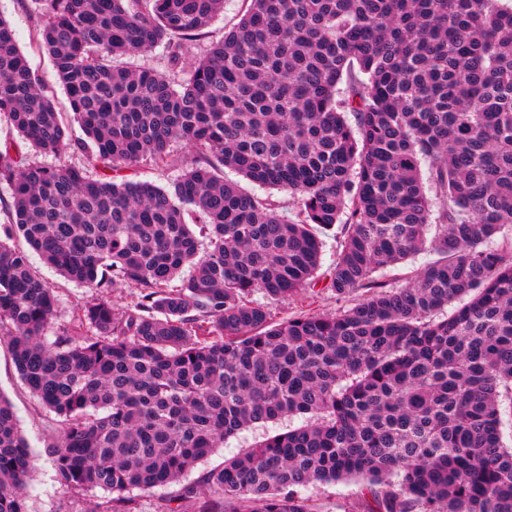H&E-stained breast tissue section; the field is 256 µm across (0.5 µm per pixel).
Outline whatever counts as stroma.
Masks as SVG:
<instances>
[{
  "instance_id": "1",
  "label": "stroma",
  "mask_w": 512,
  "mask_h": 512,
  "mask_svg": "<svg viewBox=\"0 0 512 512\" xmlns=\"http://www.w3.org/2000/svg\"><path fill=\"white\" fill-rule=\"evenodd\" d=\"M243 0H224V11L214 20L205 39L192 43L186 52L176 81H183L210 43L223 38L225 29L236 24L244 13ZM0 15L10 22L17 43L28 57L37 77L52 91L54 102L60 111H67L69 104L64 87L57 79L53 61L47 51L35 45L39 18L34 13L30 0H0ZM30 265L40 279L53 288L58 305L56 316L48 329L47 338H54L59 328L69 325L73 319L94 299L91 289L71 282L46 265L38 253H30ZM340 303L330 289L316 285L303 290L294 297L271 302L276 319L285 320L300 312L332 314ZM0 396L13 406L20 430L32 448L34 469L25 488L29 512H90L93 502L101 497V490L74 492L61 486L55 479L54 466L45 450L55 443L60 428L53 413L46 410L24 383L13 360L7 338L0 336ZM302 420L298 417L281 418L264 424H256L225 439L221 448L200 460L186 474L182 484L156 487L150 490L133 491L136 512H157L161 504L176 499L182 485L203 486L209 471L241 450L251 447L270 435L284 433L297 428ZM362 485L357 481L346 483H313L301 487L300 492L313 505L315 512H349L357 501Z\"/></svg>"
}]
</instances>
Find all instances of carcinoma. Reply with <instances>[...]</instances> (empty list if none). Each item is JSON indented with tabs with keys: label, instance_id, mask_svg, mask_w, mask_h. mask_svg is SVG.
I'll use <instances>...</instances> for the list:
<instances>
[{
	"label": "carcinoma",
	"instance_id": "cac0c4a2",
	"mask_svg": "<svg viewBox=\"0 0 512 512\" xmlns=\"http://www.w3.org/2000/svg\"><path fill=\"white\" fill-rule=\"evenodd\" d=\"M102 170L192 152L164 186L46 166L0 146L8 236L96 298L50 341L53 290L0 239V335L59 423L57 482L111 493L178 483L224 438L302 416L159 512H313L297 488L357 479L363 512H512V3L246 0L175 85L224 0H31ZM165 44V66L115 59ZM353 120H348L347 115ZM58 153L64 114L0 17V117ZM299 199L301 220L224 180ZM327 287L334 314L274 320ZM438 258L394 287L377 272ZM135 290L121 313L112 291ZM30 448L0 396V512H28ZM340 227H336L327 232L325 235H321L324 242L322 252V267L318 274L319 282L313 291L309 288L302 290L299 294L286 300L270 301L269 307L272 309L276 320H286L299 314L301 311L307 313H320V314H333L336 310L343 305L342 302L336 301V296L326 286V280L322 279L329 265L336 258V250L339 247L340 241Z\"/></svg>",
	"mask_w": 512,
	"mask_h": 512
}]
</instances>
